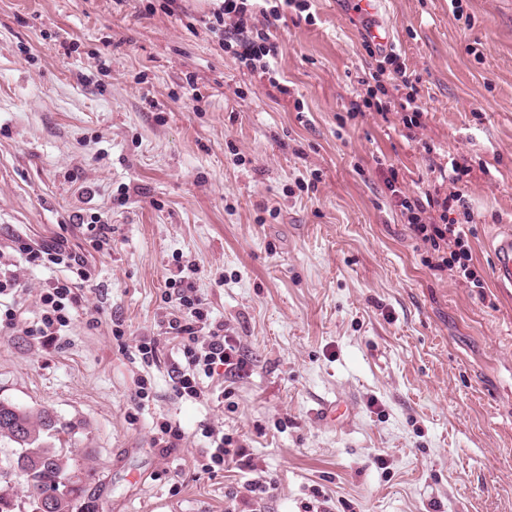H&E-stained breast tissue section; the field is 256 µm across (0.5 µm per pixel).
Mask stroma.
Wrapping results in <instances>:
<instances>
[{
  "instance_id": "1",
  "label": "stroma",
  "mask_w": 512,
  "mask_h": 512,
  "mask_svg": "<svg viewBox=\"0 0 512 512\" xmlns=\"http://www.w3.org/2000/svg\"><path fill=\"white\" fill-rule=\"evenodd\" d=\"M384 2L424 106L412 139L398 114L348 116L376 65L350 0L271 27L287 96L206 30L212 0H0V247L63 235L95 270L48 346L26 329L66 271L18 262L0 400L74 424L53 444L99 512H229L247 476L202 471L209 428L275 481L262 512H305L317 492L335 512H512V298L490 249L512 226V0H463L461 20L449 0ZM451 156L470 169L481 291L424 264L381 172L431 191ZM77 214L112 226L111 249ZM187 265L247 361L196 400L172 388L175 349L135 354ZM334 402L346 414L324 419ZM163 420L184 432L165 451Z\"/></svg>"
}]
</instances>
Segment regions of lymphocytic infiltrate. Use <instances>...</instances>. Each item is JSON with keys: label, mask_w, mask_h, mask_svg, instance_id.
Here are the masks:
<instances>
[{"label": "lymphocytic infiltrate", "mask_w": 512, "mask_h": 512, "mask_svg": "<svg viewBox=\"0 0 512 512\" xmlns=\"http://www.w3.org/2000/svg\"><path fill=\"white\" fill-rule=\"evenodd\" d=\"M309 0H221L210 12L207 31L224 48L231 50L239 67L264 76H273L274 60L280 53L270 27L287 12L309 10ZM370 86L362 99L366 109L388 115L391 110L403 112L406 127H419L423 107L417 89L411 88L407 64L400 54H383L369 73ZM441 180L453 184V191L439 197L406 193L398 185L399 173L388 168L386 186L396 199L400 214L411 237L421 243L427 266L435 271L448 270L471 288H484L485 279L473 262L467 224L473 223L462 191L457 188L466 173L457 159L438 166ZM15 259L32 266H61L68 270L65 278L46 282L38 297L39 317L32 335L44 343H52L71 315L82 303L81 290L91 282L88 262L82 253L73 250L67 238L49 243H35L15 237L11 246ZM15 259H0V296L19 290L21 282L14 267ZM177 343L183 360L175 364L171 380L178 397L199 398L200 378L215 375H242L247 362L237 341L225 334L223 323L211 320L204 300L193 284L179 289L162 327L161 336H149L137 341L136 352L142 362L158 359L162 342Z\"/></svg>", "instance_id": "1"}]
</instances>
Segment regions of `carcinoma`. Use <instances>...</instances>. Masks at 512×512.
<instances>
[{
    "label": "carcinoma",
    "mask_w": 512,
    "mask_h": 512,
    "mask_svg": "<svg viewBox=\"0 0 512 512\" xmlns=\"http://www.w3.org/2000/svg\"><path fill=\"white\" fill-rule=\"evenodd\" d=\"M70 429L47 411L34 414L0 401V442L16 448L14 457L0 464V512H42L44 495L51 499L48 512H98L96 501L84 498L82 481H66L78 470L75 459L48 444V439ZM19 475L28 487L23 499L14 491Z\"/></svg>",
    "instance_id": "1"
}]
</instances>
